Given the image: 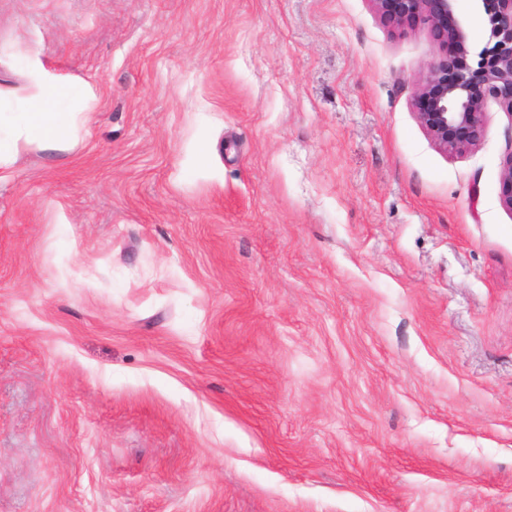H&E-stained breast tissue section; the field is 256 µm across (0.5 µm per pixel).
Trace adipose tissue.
<instances>
[{"mask_svg": "<svg viewBox=\"0 0 512 512\" xmlns=\"http://www.w3.org/2000/svg\"><path fill=\"white\" fill-rule=\"evenodd\" d=\"M31 76L36 93L20 111L0 113V166L10 162L18 140L55 148L74 139L78 118L94 97L90 84L60 81L41 64H32Z\"/></svg>", "mask_w": 512, "mask_h": 512, "instance_id": "ef3b65f1", "label": "adipose tissue"}]
</instances>
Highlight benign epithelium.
<instances>
[{"instance_id": "benign-epithelium-1", "label": "benign epithelium", "mask_w": 512, "mask_h": 512, "mask_svg": "<svg viewBox=\"0 0 512 512\" xmlns=\"http://www.w3.org/2000/svg\"><path fill=\"white\" fill-rule=\"evenodd\" d=\"M370 2L388 24L430 36L433 55L411 103L441 152L458 157L481 143L488 102L512 115V0H475L472 14L462 17L456 0ZM500 201L512 213V153L503 162Z\"/></svg>"}]
</instances>
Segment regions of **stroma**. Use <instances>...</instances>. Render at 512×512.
Listing matches in <instances>:
<instances>
[{
  "label": "stroma",
  "mask_w": 512,
  "mask_h": 512,
  "mask_svg": "<svg viewBox=\"0 0 512 512\" xmlns=\"http://www.w3.org/2000/svg\"><path fill=\"white\" fill-rule=\"evenodd\" d=\"M370 0H0L92 85L0 168V512H512V115L438 150Z\"/></svg>",
  "instance_id": "obj_1"
}]
</instances>
